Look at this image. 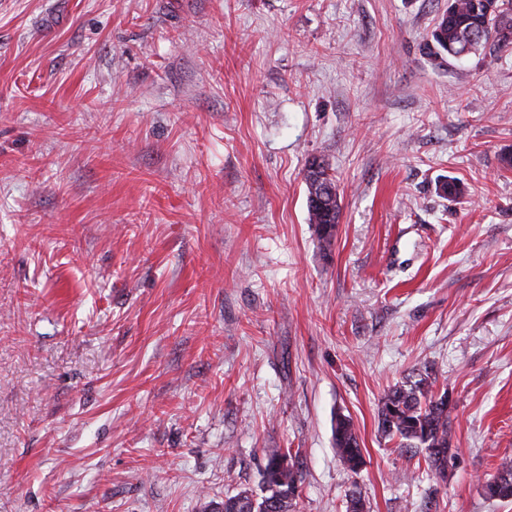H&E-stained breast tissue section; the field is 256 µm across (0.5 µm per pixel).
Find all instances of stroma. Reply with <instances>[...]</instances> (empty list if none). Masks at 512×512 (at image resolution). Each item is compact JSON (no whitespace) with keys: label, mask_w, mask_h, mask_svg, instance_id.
I'll use <instances>...</instances> for the list:
<instances>
[{"label":"stroma","mask_w":512,"mask_h":512,"mask_svg":"<svg viewBox=\"0 0 512 512\" xmlns=\"http://www.w3.org/2000/svg\"><path fill=\"white\" fill-rule=\"evenodd\" d=\"M447 3L0 0V512H204L272 448L297 512H512V50L427 55ZM424 368L444 481L378 428ZM304 181L307 189L308 221L314 225L320 249L327 256L330 255L336 239L340 204L337 195L335 199H330L324 193V187L326 184L336 187V180L329 165L324 160L314 158L305 166ZM336 454L349 471L356 473L364 464L358 436L351 422L338 417L334 425ZM483 489L489 499L512 500V460H503L497 467L496 474L485 481Z\"/></svg>","instance_id":"obj_1"}]
</instances>
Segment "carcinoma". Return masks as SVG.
I'll return each instance as SVG.
<instances>
[{"instance_id":"1","label":"carcinoma","mask_w":512,"mask_h":512,"mask_svg":"<svg viewBox=\"0 0 512 512\" xmlns=\"http://www.w3.org/2000/svg\"><path fill=\"white\" fill-rule=\"evenodd\" d=\"M491 42L512 44V0H448L438 18L431 39L425 44L434 58L455 57L465 48L474 52ZM308 221L324 255H330L339 223V199L324 193L336 180L329 165L314 158L305 166ZM435 378L420 371L392 387L381 399L378 425L381 433L399 447L424 454V461L436 477L448 474V462L457 455L453 448L451 407L448 392L433 391ZM336 454L346 469L355 473L364 464L358 436L351 422L339 417L334 425ZM487 498L512 500V460L505 459L496 474L483 484ZM301 493V478L290 450L273 448L261 474V493L244 487L224 501L210 504V512H295Z\"/></svg>"}]
</instances>
